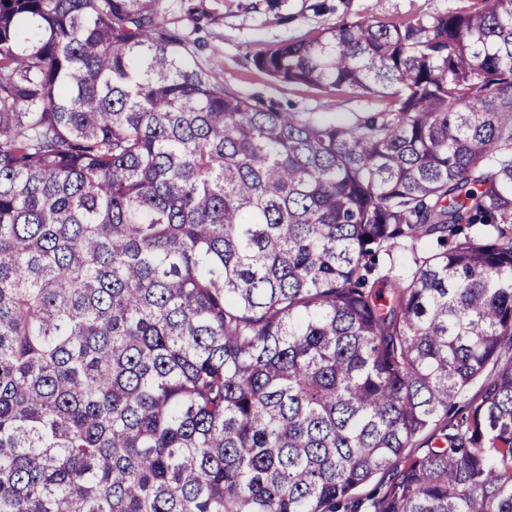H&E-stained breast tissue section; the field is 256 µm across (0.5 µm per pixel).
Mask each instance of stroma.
I'll list each match as a JSON object with an SVG mask.
<instances>
[{
    "instance_id": "35a3bbf8",
    "label": "stroma",
    "mask_w": 512,
    "mask_h": 512,
    "mask_svg": "<svg viewBox=\"0 0 512 512\" xmlns=\"http://www.w3.org/2000/svg\"><path fill=\"white\" fill-rule=\"evenodd\" d=\"M475 0H168L167 22L195 31L201 56L224 85L254 104L322 122L352 123L384 110V97L283 84L253 63L256 52L343 22H392L469 9Z\"/></svg>"
}]
</instances>
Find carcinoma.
<instances>
[{
	"label": "carcinoma",
	"instance_id": "carcinoma-1",
	"mask_svg": "<svg viewBox=\"0 0 512 512\" xmlns=\"http://www.w3.org/2000/svg\"><path fill=\"white\" fill-rule=\"evenodd\" d=\"M162 2L0 0V512H512V0L254 55L351 124Z\"/></svg>",
	"mask_w": 512,
	"mask_h": 512
}]
</instances>
